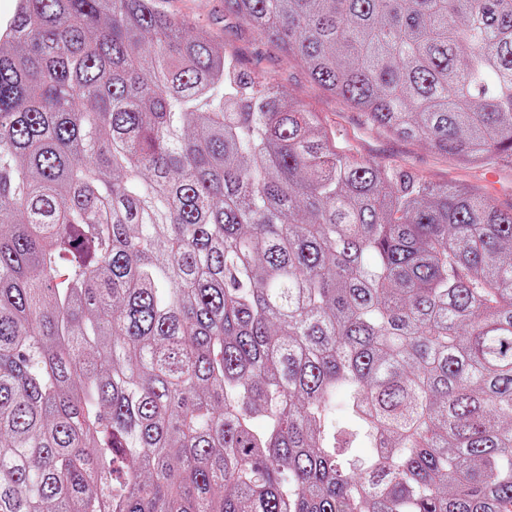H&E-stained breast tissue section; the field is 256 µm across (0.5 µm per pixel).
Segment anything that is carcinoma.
I'll return each instance as SVG.
<instances>
[{
	"mask_svg": "<svg viewBox=\"0 0 512 512\" xmlns=\"http://www.w3.org/2000/svg\"><path fill=\"white\" fill-rule=\"evenodd\" d=\"M224 8L370 129L512 168V0ZM0 512H512V207L337 146L160 0H18Z\"/></svg>",
	"mask_w": 512,
	"mask_h": 512,
	"instance_id": "carcinoma-1",
	"label": "carcinoma"
}]
</instances>
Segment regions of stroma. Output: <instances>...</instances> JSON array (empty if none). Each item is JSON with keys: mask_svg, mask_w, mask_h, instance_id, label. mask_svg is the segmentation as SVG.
Listing matches in <instances>:
<instances>
[{"mask_svg": "<svg viewBox=\"0 0 512 512\" xmlns=\"http://www.w3.org/2000/svg\"><path fill=\"white\" fill-rule=\"evenodd\" d=\"M164 7L172 15L209 29L235 52L246 70L259 78L276 81L306 111L318 113L339 144L381 164L422 174L436 182L476 185L498 207H512V169L454 165L426 144L389 138L365 129L358 111L341 105L275 44L260 39L225 11L224 0H165Z\"/></svg>", "mask_w": 512, "mask_h": 512, "instance_id": "stroma-1", "label": "stroma"}]
</instances>
